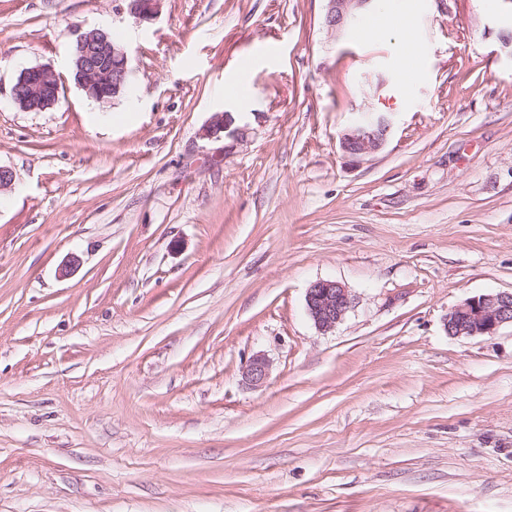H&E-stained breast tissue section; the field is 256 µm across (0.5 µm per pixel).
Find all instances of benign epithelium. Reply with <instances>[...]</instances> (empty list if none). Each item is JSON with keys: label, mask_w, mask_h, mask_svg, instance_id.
Wrapping results in <instances>:
<instances>
[{"label": "benign epithelium", "mask_w": 512, "mask_h": 512, "mask_svg": "<svg viewBox=\"0 0 512 512\" xmlns=\"http://www.w3.org/2000/svg\"><path fill=\"white\" fill-rule=\"evenodd\" d=\"M164 0H128L130 14L149 22L161 13ZM372 0H327L324 25L333 38L347 30L366 12ZM78 55L75 59L82 87L102 104L124 93L129 82L128 55L118 41L110 40L103 29L93 28L78 33ZM60 92V79L55 71L38 65L25 68L11 86V98L26 111H44L55 105ZM226 113L216 112L203 137L217 138L225 132ZM391 121L384 115L371 113L348 127L340 137L341 149L362 159L376 153L385 143ZM352 304L347 288L332 280H319L308 288L306 311L316 329L327 333L343 321ZM512 325V291L470 297L448 312L445 329L450 336H485L494 334L502 325ZM271 362L262 355L253 356L242 367V377L254 387L266 384Z\"/></svg>", "instance_id": "1"}]
</instances>
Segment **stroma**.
Wrapping results in <instances>:
<instances>
[{"instance_id": "obj_1", "label": "stroma", "mask_w": 512, "mask_h": 512, "mask_svg": "<svg viewBox=\"0 0 512 512\" xmlns=\"http://www.w3.org/2000/svg\"><path fill=\"white\" fill-rule=\"evenodd\" d=\"M395 2L413 69L326 0H0V512H512V325L444 329L512 291V0ZM79 28L128 51L108 107ZM224 111L242 136L203 138ZM319 280L353 298L327 333ZM130 14L137 20L149 22L161 13L164 0H127ZM324 25L330 37L340 38L366 12L373 0H326ZM47 89V91H44ZM60 79L55 71L47 66L38 65L23 69L18 80L11 86L13 102L26 111H44L50 109L58 100ZM37 99V102L34 100ZM373 114L379 113H366L341 134L340 146L345 153L362 159L376 153L384 145L391 121L384 115L375 117ZM352 304L347 288L332 280H319L308 288L306 311L316 329L327 333L343 321ZM512 325V291L467 298L448 312L445 329L450 336L493 335ZM271 372V362L262 355L253 356L242 367V377L251 386L262 387L266 384Z\"/></svg>"}]
</instances>
